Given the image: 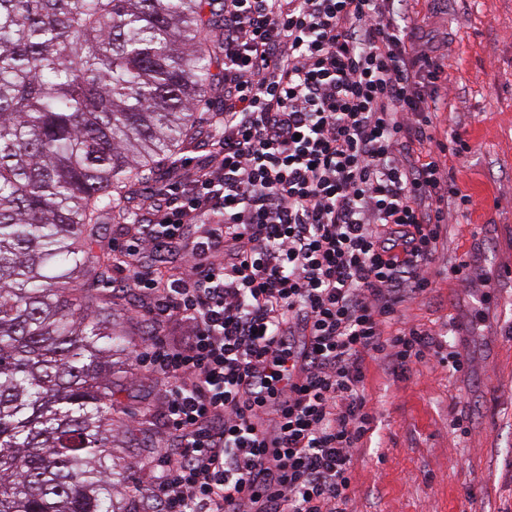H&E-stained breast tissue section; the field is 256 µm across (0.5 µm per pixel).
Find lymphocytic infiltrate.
<instances>
[{"label": "lymphocytic infiltrate", "instance_id": "obj_1", "mask_svg": "<svg viewBox=\"0 0 512 512\" xmlns=\"http://www.w3.org/2000/svg\"><path fill=\"white\" fill-rule=\"evenodd\" d=\"M404 2L224 0L216 167L116 248L112 283L151 328L135 359L168 385L153 512H348L369 362L464 367L397 324L433 286L449 201L472 204L424 150L448 74ZM191 220L202 262L164 282L138 266Z\"/></svg>", "mask_w": 512, "mask_h": 512}]
</instances>
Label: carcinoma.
<instances>
[{
    "mask_svg": "<svg viewBox=\"0 0 512 512\" xmlns=\"http://www.w3.org/2000/svg\"><path fill=\"white\" fill-rule=\"evenodd\" d=\"M223 29L224 0H0V512H130L102 228L208 133Z\"/></svg>",
    "mask_w": 512,
    "mask_h": 512,
    "instance_id": "1",
    "label": "carcinoma"
}]
</instances>
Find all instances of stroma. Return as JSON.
<instances>
[{"label": "stroma", "mask_w": 512, "mask_h": 512, "mask_svg": "<svg viewBox=\"0 0 512 512\" xmlns=\"http://www.w3.org/2000/svg\"><path fill=\"white\" fill-rule=\"evenodd\" d=\"M418 33L436 47L448 74L439 131L459 133L461 152L443 162L469 209H450L448 238L423 299L400 318L439 335L464 368L437 359L394 374L370 365L365 395L374 431L353 461L351 512H512V0H415ZM196 226L144 265L167 277L193 261ZM469 257L467 283L448 268ZM123 427L114 438L127 485L148 483L142 462L161 452L166 384L141 366L126 376ZM151 415L150 431L137 421ZM462 418L465 432L453 430Z\"/></svg>", "instance_id": "35a3bbf8"}]
</instances>
